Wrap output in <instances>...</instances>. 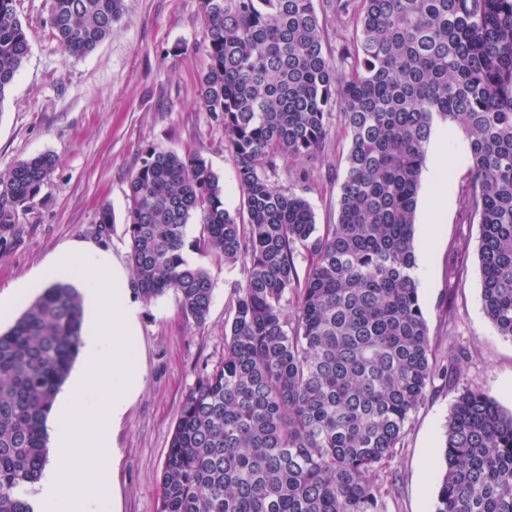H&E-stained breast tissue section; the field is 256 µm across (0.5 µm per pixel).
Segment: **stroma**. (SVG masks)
<instances>
[{
  "mask_svg": "<svg viewBox=\"0 0 512 512\" xmlns=\"http://www.w3.org/2000/svg\"><path fill=\"white\" fill-rule=\"evenodd\" d=\"M109 36L92 52L65 57L45 20L46 0H16L30 52L0 102V175L18 161L49 153L56 169L15 235L0 245V293L35 275L62 245L91 242L127 262L124 215L128 182L143 151L160 146L197 152L224 183V206L233 211L240 193L224 130L200 107L199 74L206 64L199 0H125ZM323 155L294 165L278 162L269 174L280 190H304L317 224L337 219L336 202L349 141L338 112L328 119ZM427 168L449 166L448 206L430 236L424 222L426 193L415 214L417 258L428 261L419 295L438 366L466 358L461 382L437 377L411 415L400 447L386 467L395 487L387 512H434L441 447L451 406L461 386L479 388L512 411V339L483 311L478 257L480 226L465 195L470 158L462 132L438 125ZM311 174L308 184L298 175ZM114 224L102 236L95 224L102 206ZM458 259L459 277L448 275ZM214 291L206 320H188L174 292L140 302L139 389L114 430L117 461L104 512H159L160 480L171 434L185 394L204 368L224 358L240 269L212 266Z\"/></svg>",
  "mask_w": 512,
  "mask_h": 512,
  "instance_id": "stroma-1",
  "label": "stroma"
}]
</instances>
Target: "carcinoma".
Returning <instances> with one entry per match:
<instances>
[{
  "mask_svg": "<svg viewBox=\"0 0 512 512\" xmlns=\"http://www.w3.org/2000/svg\"><path fill=\"white\" fill-rule=\"evenodd\" d=\"M46 24L82 56L124 0H47ZM200 104L224 128L240 207L197 153L150 146L125 214L136 294L173 291L209 313L210 271L186 248L240 267L224 360L186 393L160 512H386L378 481L437 375L413 275V227L433 128L468 142L465 203L480 224L486 317L512 339V0H201ZM350 37L336 59L322 17ZM15 0H0V103L29 54ZM349 138L334 224L277 189V161L325 151L327 115ZM39 154L0 176V243L51 178ZM203 230L187 242V225ZM309 266L299 272L296 255ZM77 289H45L0 332V512H34L46 421L78 355ZM435 512H512V412L464 387L446 426Z\"/></svg>",
  "mask_w": 512,
  "mask_h": 512,
  "instance_id": "cac0c4a2",
  "label": "carcinoma"
}]
</instances>
